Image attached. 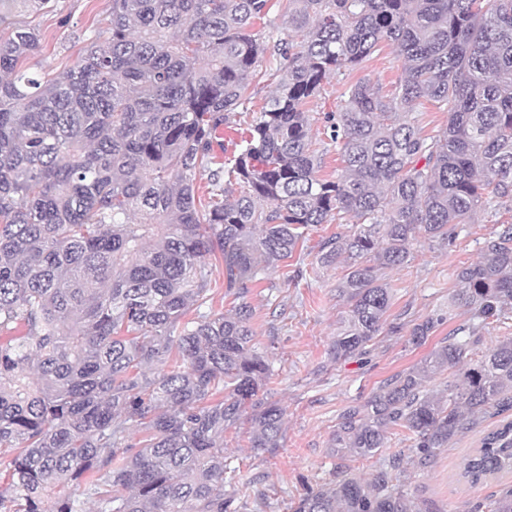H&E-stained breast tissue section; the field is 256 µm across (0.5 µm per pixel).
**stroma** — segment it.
<instances>
[{"instance_id":"1","label":"stroma","mask_w":512,"mask_h":512,"mask_svg":"<svg viewBox=\"0 0 512 512\" xmlns=\"http://www.w3.org/2000/svg\"><path fill=\"white\" fill-rule=\"evenodd\" d=\"M111 4L112 0H59L57 12L30 16L41 49L26 60V68L46 79L61 76L93 31L104 26ZM402 75L403 60L387 45L354 73L386 94ZM493 229V221L483 213L476 223L460 225L453 241L415 242L411 262L385 273L392 288L387 320L402 324L403 333L382 331L366 355L346 362L334 361L330 354L346 316V304L336 295L344 267L321 264L318 244L323 238L350 233L351 225L322 224L310 232L297 251L302 280H294L292 267L282 266L263 275L244 300L235 299L226 288L213 289L214 309L228 313L240 303L251 309L254 343L266 353L274 373L268 398L284 411L280 445L272 451L254 452L246 434H226L225 492L252 482L270 503L267 510L251 505L246 512H289L290 502L305 489L334 478L328 447L340 415L366 401L385 379L420 362L466 321L463 310L450 304L459 287L456 271L479 258ZM430 317L438 324L427 343L409 345L407 330ZM494 425L490 419L465 432L438 453L430 467L410 468L405 477L409 497L419 504L432 503L437 512H473L476 504L512 485L510 473L477 485L460 479L467 456Z\"/></svg>"}]
</instances>
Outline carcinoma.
I'll use <instances>...</instances> for the list:
<instances>
[{"label":"carcinoma","mask_w":512,"mask_h":512,"mask_svg":"<svg viewBox=\"0 0 512 512\" xmlns=\"http://www.w3.org/2000/svg\"><path fill=\"white\" fill-rule=\"evenodd\" d=\"M283 3L291 35L276 39ZM55 8L0 0L12 30L0 39V512H239L266 494L224 493V433L245 421L251 448H276L284 412L250 310L212 308L208 258L243 295L312 228L357 225L320 241L319 259L348 267L331 353L365 354L391 305L385 270L410 261L413 241L512 210V0H112L45 81L21 67L40 36L20 15ZM382 42L404 77L389 96L368 79L341 93L326 135L342 168L321 178L306 105ZM268 80L237 153L217 155L228 114ZM423 100L448 113L435 135L413 116ZM456 278L468 320L341 414L336 478L290 512H434L405 492L409 466L498 416L461 478L512 472V337L472 358L488 321L512 318V224ZM434 328L416 324L407 343ZM449 371L448 394L428 388ZM399 430L412 447L367 481L350 471ZM476 509L512 512V487Z\"/></svg>","instance_id":"cac0c4a2"}]
</instances>
